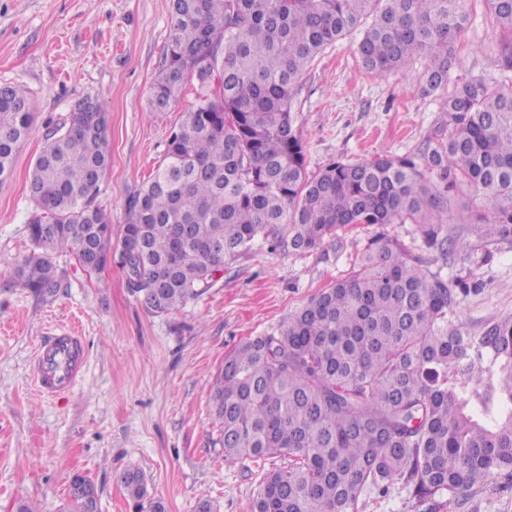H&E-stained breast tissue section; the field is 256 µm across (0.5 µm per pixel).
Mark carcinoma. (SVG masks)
Segmentation results:
<instances>
[{"instance_id": "1", "label": "carcinoma", "mask_w": 512, "mask_h": 512, "mask_svg": "<svg viewBox=\"0 0 512 512\" xmlns=\"http://www.w3.org/2000/svg\"><path fill=\"white\" fill-rule=\"evenodd\" d=\"M472 0H170L167 52L150 95L163 112L196 79L194 104L166 152L128 199L121 252L130 292L168 313L213 286L258 239L313 251L351 224H416L448 260L436 216L457 184L482 209L471 231L512 238V79L473 78L446 100L448 127L419 155L335 161L314 175L293 129L295 88L327 47L361 28L356 53L375 75L430 63L422 91L448 85ZM509 50L512 0H485ZM28 92L0 85V179L34 123ZM109 117L97 98L47 122L30 173L34 250L15 267L40 295L59 285L53 255L102 270L112 227L95 206L109 161ZM462 279L448 287L396 238L375 237L351 272L224 358L212 395L224 459L267 471L252 512H361L395 484L426 512L475 501L494 477L512 481V318L478 330L453 321ZM122 483L134 512H166L141 472ZM96 487L63 512H90Z\"/></svg>"}]
</instances>
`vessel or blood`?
Returning <instances> with one entry per match:
<instances>
[{
  "instance_id": "obj_1",
  "label": "vessel or blood",
  "mask_w": 512,
  "mask_h": 512,
  "mask_svg": "<svg viewBox=\"0 0 512 512\" xmlns=\"http://www.w3.org/2000/svg\"><path fill=\"white\" fill-rule=\"evenodd\" d=\"M82 339L74 331L48 336L35 365L34 378L43 395L53 396L71 389L82 370Z\"/></svg>"
}]
</instances>
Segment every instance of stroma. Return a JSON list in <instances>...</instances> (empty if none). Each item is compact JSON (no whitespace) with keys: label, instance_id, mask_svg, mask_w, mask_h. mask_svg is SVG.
<instances>
[{"label":"stroma","instance_id":"stroma-1","mask_svg":"<svg viewBox=\"0 0 512 512\" xmlns=\"http://www.w3.org/2000/svg\"><path fill=\"white\" fill-rule=\"evenodd\" d=\"M170 26L169 0H0V84L23 86L35 112L11 176L0 181V512L27 505L61 512L76 472L95 484L98 512H133L120 482L130 468L143 472L167 512H196L205 499L214 512H251L265 469L284 461H225L211 401L224 358L345 276L378 234L404 243L431 271L478 283L458 298L460 327L512 318V243L486 247L469 233L479 204L461 187L450 193L446 220L468 247L448 267L414 224H358L314 251L282 254L257 241L202 295L170 313H149L126 286L120 234L128 198L195 100L190 79L166 111L151 109ZM496 35L485 0H476L449 86L501 72ZM361 36L357 30L328 47L299 81L294 128L310 173L338 160L418 154L448 123L447 88L420 90L426 58L373 75L355 53ZM88 94L110 121L111 160L97 203L112 226L113 259L90 274L71 253H57L59 288L35 295L14 284L16 261L33 249L29 173L46 122ZM67 327L83 338L82 374L70 391L47 398L33 382L38 345Z\"/></svg>","mask_w":512,"mask_h":512}]
</instances>
